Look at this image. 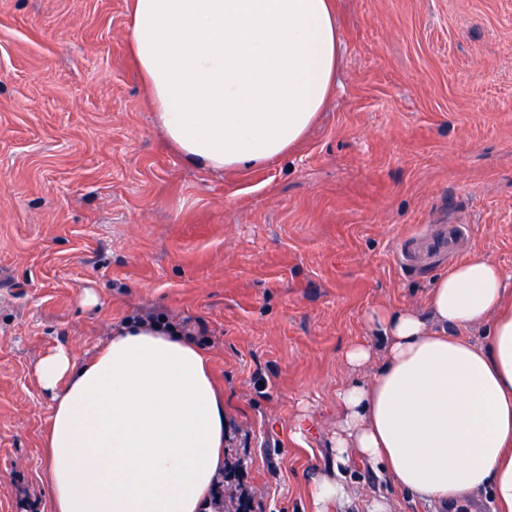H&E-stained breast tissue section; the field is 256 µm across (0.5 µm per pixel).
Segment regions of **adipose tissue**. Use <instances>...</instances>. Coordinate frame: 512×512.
<instances>
[{
    "mask_svg": "<svg viewBox=\"0 0 512 512\" xmlns=\"http://www.w3.org/2000/svg\"><path fill=\"white\" fill-rule=\"evenodd\" d=\"M129 45L166 140L215 172L295 150L336 84L333 0H133ZM383 356L338 392L333 465L312 512H345L349 462L412 498L461 506L482 490L512 512V282L472 253L440 275L424 308L383 311ZM480 327L484 341L466 337ZM53 408L44 441L49 512H204L224 470V398L202 349L126 323L84 363H38Z\"/></svg>",
    "mask_w": 512,
    "mask_h": 512,
    "instance_id": "ef3b65f1",
    "label": "adipose tissue"
}]
</instances>
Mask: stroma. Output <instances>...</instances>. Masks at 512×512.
I'll list each match as a JSON object with an SVG mask.
<instances>
[{
    "instance_id": "obj_1",
    "label": "stroma",
    "mask_w": 512,
    "mask_h": 512,
    "mask_svg": "<svg viewBox=\"0 0 512 512\" xmlns=\"http://www.w3.org/2000/svg\"><path fill=\"white\" fill-rule=\"evenodd\" d=\"M336 90L302 145L224 173L165 140L129 47L131 0H0V512H48L37 383L151 309L191 319L224 393L240 512H310L348 345L422 303L398 241L455 217L458 256L512 276V0H335ZM306 428L304 444L291 433ZM351 482L411 500L370 468Z\"/></svg>"
}]
</instances>
